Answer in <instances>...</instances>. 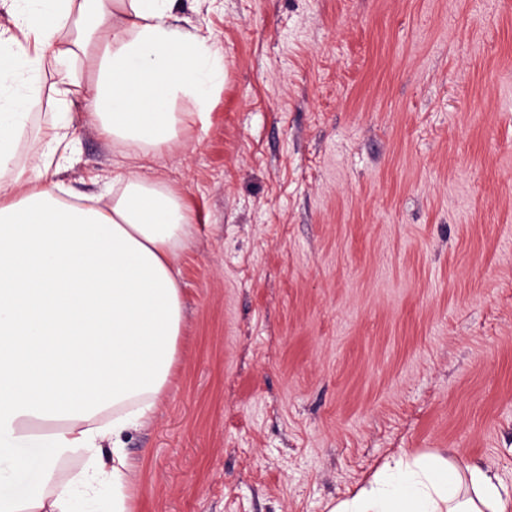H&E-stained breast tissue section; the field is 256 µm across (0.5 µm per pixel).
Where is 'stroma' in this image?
Returning a JSON list of instances; mask_svg holds the SVG:
<instances>
[{"label": "stroma", "instance_id": "1", "mask_svg": "<svg viewBox=\"0 0 512 512\" xmlns=\"http://www.w3.org/2000/svg\"><path fill=\"white\" fill-rule=\"evenodd\" d=\"M225 81L157 177L195 216L136 512H327L388 457L512 491V0H182ZM66 198L111 145L74 102Z\"/></svg>", "mask_w": 512, "mask_h": 512}]
</instances>
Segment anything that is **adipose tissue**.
<instances>
[{
    "instance_id": "1",
    "label": "adipose tissue",
    "mask_w": 512,
    "mask_h": 512,
    "mask_svg": "<svg viewBox=\"0 0 512 512\" xmlns=\"http://www.w3.org/2000/svg\"><path fill=\"white\" fill-rule=\"evenodd\" d=\"M0 30V512H135L127 433L153 413L177 362L176 268L195 229L153 177L225 78L180 0H10ZM128 165L112 199L75 204L54 175L75 154L72 98ZM46 102L47 136L33 130ZM190 103L192 112L179 111ZM36 163H21L22 151ZM84 466L73 482L63 459ZM328 512H512L496 474L455 454L398 456Z\"/></svg>"
}]
</instances>
